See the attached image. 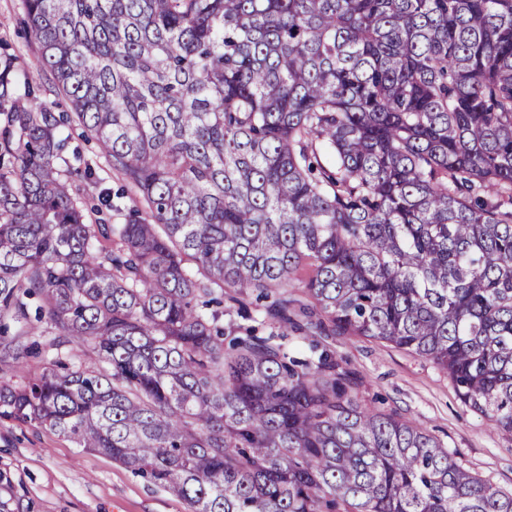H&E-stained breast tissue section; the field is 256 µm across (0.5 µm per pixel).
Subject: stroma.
<instances>
[{"label":"stroma","instance_id":"35a3bbf8","mask_svg":"<svg viewBox=\"0 0 512 512\" xmlns=\"http://www.w3.org/2000/svg\"><path fill=\"white\" fill-rule=\"evenodd\" d=\"M24 18L22 0H0V41L11 45L39 99L54 111H69V102L40 67L37 44L24 34ZM68 133L61 170L96 166L98 182L86 186L87 198L115 189L117 180L101 167L95 143L85 140L78 126ZM319 342L351 372L363 404L421 427L466 468L512 490V433L493 430L487 418L461 403L447 374L433 363L355 336H323ZM0 473L14 486L12 512H189L183 501L144 483L111 457L76 447L50 429L9 419H0Z\"/></svg>","mask_w":512,"mask_h":512}]
</instances>
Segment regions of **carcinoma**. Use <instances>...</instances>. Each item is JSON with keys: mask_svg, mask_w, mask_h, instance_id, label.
I'll return each mask as SVG.
<instances>
[{"mask_svg": "<svg viewBox=\"0 0 512 512\" xmlns=\"http://www.w3.org/2000/svg\"><path fill=\"white\" fill-rule=\"evenodd\" d=\"M41 67L134 197L91 224L59 118L0 51V323L63 357L0 418L112 456L191 512H512L326 350L391 344L512 432V0H23ZM272 301L250 310L247 297ZM254 326L224 327L220 297ZM24 370L25 346L0 345Z\"/></svg>", "mask_w": 512, "mask_h": 512, "instance_id": "carcinoma-1", "label": "carcinoma"}]
</instances>
